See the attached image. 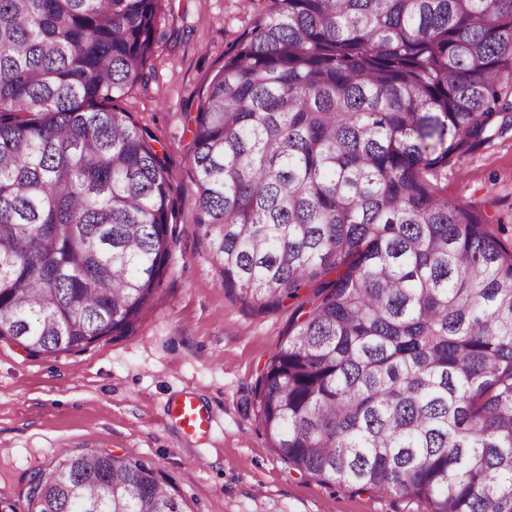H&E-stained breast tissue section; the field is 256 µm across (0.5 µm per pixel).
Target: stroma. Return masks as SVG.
Here are the masks:
<instances>
[{
    "label": "stroma",
    "mask_w": 512,
    "mask_h": 512,
    "mask_svg": "<svg viewBox=\"0 0 512 512\" xmlns=\"http://www.w3.org/2000/svg\"><path fill=\"white\" fill-rule=\"evenodd\" d=\"M256 0H163L147 85L121 105L156 140L176 202L170 270L133 334L102 338L77 354L31 355L0 339V497L31 512L30 478L58 443L149 463L187 512H426L417 501L329 485L291 469L272 448L254 406L258 380L287 343L315 286L274 310L225 290L196 223L193 118L229 48L251 31ZM449 199L488 215L512 241V130L435 169ZM194 396L212 418L187 437L171 405Z\"/></svg>",
    "instance_id": "obj_1"
}]
</instances>
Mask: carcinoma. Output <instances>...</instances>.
Returning a JSON list of instances; mask_svg holds the SVG:
<instances>
[{
	"mask_svg": "<svg viewBox=\"0 0 512 512\" xmlns=\"http://www.w3.org/2000/svg\"><path fill=\"white\" fill-rule=\"evenodd\" d=\"M162 0H0V339L129 335L177 243L145 83ZM194 117L202 237L225 290L318 301L255 402L323 482L427 512H512V246L427 175L512 127V0H265ZM35 512H185L143 461L61 448Z\"/></svg>",
	"mask_w": 512,
	"mask_h": 512,
	"instance_id": "cac0c4a2",
	"label": "carcinoma"
}]
</instances>
